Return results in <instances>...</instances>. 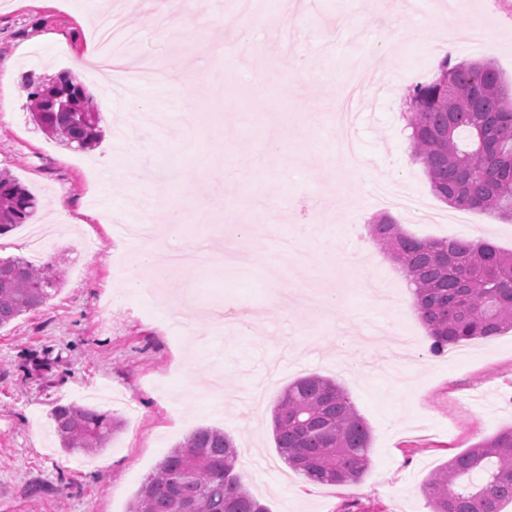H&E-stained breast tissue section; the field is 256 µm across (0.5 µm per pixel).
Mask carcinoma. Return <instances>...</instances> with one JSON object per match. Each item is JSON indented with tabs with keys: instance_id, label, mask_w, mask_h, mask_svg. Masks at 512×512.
<instances>
[{
	"instance_id": "cac0c4a2",
	"label": "carcinoma",
	"mask_w": 512,
	"mask_h": 512,
	"mask_svg": "<svg viewBox=\"0 0 512 512\" xmlns=\"http://www.w3.org/2000/svg\"><path fill=\"white\" fill-rule=\"evenodd\" d=\"M64 90L30 81L32 118L70 147L98 145L99 113L85 87L59 74ZM406 125L413 157L435 195L455 208L512 221V98L487 59H445L434 77L413 87ZM35 197L0 175V235L33 216ZM376 244L413 286L430 352L512 330V251L489 240H420L382 217L370 225ZM57 266L0 259V328L42 306L63 285ZM61 448L92 453L118 431L114 416L89 407L52 410ZM275 448L289 467L317 484L357 481L366 469L370 429L344 388L309 374L288 384L273 411ZM238 448L223 430L200 427L147 479L130 512H268L236 472ZM431 512H502L512 502V428L454 455L426 479Z\"/></svg>"
}]
</instances>
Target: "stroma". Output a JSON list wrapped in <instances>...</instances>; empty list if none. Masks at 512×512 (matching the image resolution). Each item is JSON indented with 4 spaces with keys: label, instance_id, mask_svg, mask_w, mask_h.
Segmentation results:
<instances>
[{
    "label": "stroma",
    "instance_id": "1",
    "mask_svg": "<svg viewBox=\"0 0 512 512\" xmlns=\"http://www.w3.org/2000/svg\"><path fill=\"white\" fill-rule=\"evenodd\" d=\"M85 0H0V172L39 200L26 224L0 236V258L40 266L55 261L66 279L43 306L0 328V512H128L157 464L199 427L225 431L235 442L251 494L269 512H427L428 475L451 456L512 425V331L455 345L435 356L411 285L375 245L370 223L392 214L421 239L486 238L512 250V223L455 210L432 191L413 161L403 114L410 87L429 81L440 61L431 48L457 0H409L402 15L383 0H290L288 22L275 28L267 13L240 11L237 0H188L180 26H160L163 0H115L118 23L135 34L119 51L123 68L150 62L169 72L162 97H150L153 75L134 86L75 71L59 47L91 42ZM207 17L212 40L201 41L194 15ZM469 14L490 28L482 57L512 89V0H470ZM345 18L337 26V18ZM383 44L387 62L363 71L362 106L353 134L366 170L340 173L331 150V101L357 46ZM211 74L191 103L178 98L182 78ZM74 73L95 109L109 107L95 150L60 145L31 116L27 79ZM204 134L207 152L228 154L236 174L215 184L185 167L168 170L176 189H159L163 158L191 153ZM279 138L276 152L265 143ZM402 183L419 204L415 214L390 212L377 185ZM64 209H54L56 197ZM213 215L234 210L232 224L186 222L166 230L168 246L203 238L223 250L234 237L247 265L183 266L184 286L227 315L224 325L199 319L210 340L211 364H198L192 340H174L169 321L177 296L151 302L127 275L139 268L156 282L166 253L139 264L122 227L177 208ZM55 225L41 255H30L32 227ZM301 234L283 263L285 280L301 269L320 277L309 308L269 309V288L255 274L271 256L275 235ZM411 323L417 348L399 367L388 360L398 316ZM319 374L336 379L371 430L368 466L358 491L295 476L272 438V411L289 383ZM92 407L122 419L109 448L87 456L55 443L51 411ZM41 493H33V486Z\"/></svg>",
    "mask_w": 512,
    "mask_h": 512
}]
</instances>
